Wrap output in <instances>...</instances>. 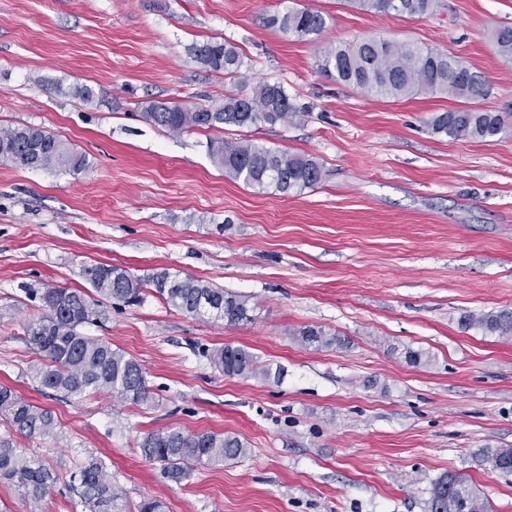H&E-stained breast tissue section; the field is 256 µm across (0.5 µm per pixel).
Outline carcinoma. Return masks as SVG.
I'll return each mask as SVG.
<instances>
[{
  "label": "carcinoma",
  "mask_w": 512,
  "mask_h": 512,
  "mask_svg": "<svg viewBox=\"0 0 512 512\" xmlns=\"http://www.w3.org/2000/svg\"><path fill=\"white\" fill-rule=\"evenodd\" d=\"M361 10L423 17L434 14L441 0H349ZM266 24L301 40H315L326 27L319 10L288 7L266 17ZM501 56L512 63V26L495 30ZM203 68L230 77L238 76L242 59L237 48L225 41H207L190 48ZM323 72L336 81L381 98L445 93L465 100L484 98L490 86L483 76L455 56L431 48L367 38L325 49L320 58ZM303 116L278 83H260L248 97L226 96L209 106L151 101L142 118L171 133L194 129L247 128L259 123H291ZM432 132L453 139L486 140L504 134L509 125L498 112L473 106L450 109L430 121ZM208 153L224 173L247 186L282 194L300 193L323 180L322 166L314 158L267 148L252 139L238 142L212 140ZM0 161L31 169L55 170L73 175L90 168L85 154L76 152L61 136L41 127L21 125L0 128ZM85 288L45 284L29 289L43 313L23 325L26 340L40 356L34 377L44 389L80 397L106 390L122 402L154 408L159 405L146 372L135 359L112 344L84 332L100 322L106 303L139 305L147 292L192 317L208 314L229 326L252 320L245 296L227 292L194 278H181L167 268H155L140 277L107 263L82 266ZM463 330L475 329L487 336L512 340V309L490 310L461 318ZM306 347L346 348L348 338L315 326L295 333ZM213 361L229 377L270 376L247 349L230 344L216 350ZM0 418L15 432L30 438H61L53 413L0 384ZM141 457L158 463L166 477L177 483L190 477L198 464L216 466L248 454L247 442L222 432H194L170 426L146 433L138 443ZM491 472L512 474V448H485L477 456ZM59 474L33 456L18 451L9 439L0 438V483L13 485L29 512H43V502L54 495ZM69 487L79 494L84 512H126L123 491L112 483L106 462L89 455L70 474ZM426 512H491L488 500L466 476L448 472L431 483Z\"/></svg>",
  "instance_id": "carcinoma-1"
}]
</instances>
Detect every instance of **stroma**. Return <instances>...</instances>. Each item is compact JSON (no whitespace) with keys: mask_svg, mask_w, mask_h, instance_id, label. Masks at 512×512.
<instances>
[{"mask_svg":"<svg viewBox=\"0 0 512 512\" xmlns=\"http://www.w3.org/2000/svg\"><path fill=\"white\" fill-rule=\"evenodd\" d=\"M297 2L325 15L317 40L267 27L278 0H0V127H42L90 161L78 175L0 163V383L62 431L28 439L0 420V437L64 479L108 457L130 512L150 497L166 512H424L448 471L512 512V475L472 460L512 448V340L459 324L512 308V134L433 133L459 99L377 98L318 65L324 47L370 36L433 47L484 75L479 107L512 113V64L492 40L512 0H445L430 17ZM213 38L237 47L241 78L194 61L190 47ZM262 81L301 119L172 135L141 117L149 100L211 105ZM82 85L95 105L72 95ZM218 138L312 156L326 176L298 195L259 192L214 165ZM95 262L208 281L249 296L254 319L202 321L150 295L86 332L146 369L160 407L38 390L21 324L39 309L23 287L83 286ZM307 325L349 348L302 346ZM227 344L281 379L225 376L209 355ZM406 347L427 362L409 364ZM171 424L239 436L249 454L174 483L137 448Z\"/></svg>","mask_w":512,"mask_h":512,"instance_id":"35a3bbf8","label":"stroma"}]
</instances>
